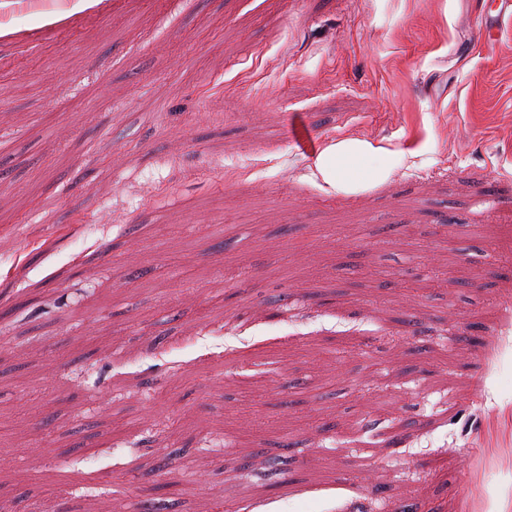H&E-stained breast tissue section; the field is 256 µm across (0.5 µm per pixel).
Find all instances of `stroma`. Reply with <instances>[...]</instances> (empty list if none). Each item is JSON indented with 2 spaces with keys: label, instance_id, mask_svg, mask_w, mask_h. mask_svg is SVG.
Returning <instances> with one entry per match:
<instances>
[{
  "label": "stroma",
  "instance_id": "1",
  "mask_svg": "<svg viewBox=\"0 0 512 512\" xmlns=\"http://www.w3.org/2000/svg\"><path fill=\"white\" fill-rule=\"evenodd\" d=\"M76 2L0 0V512H126L158 465L182 512H504L512 27L485 49L484 0ZM344 144L351 186L318 167Z\"/></svg>",
  "mask_w": 512,
  "mask_h": 512
}]
</instances>
